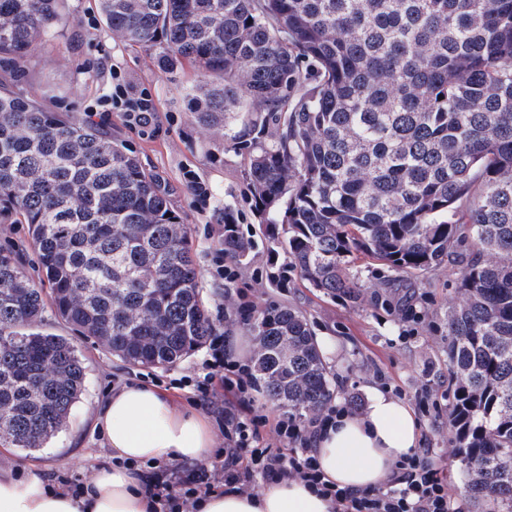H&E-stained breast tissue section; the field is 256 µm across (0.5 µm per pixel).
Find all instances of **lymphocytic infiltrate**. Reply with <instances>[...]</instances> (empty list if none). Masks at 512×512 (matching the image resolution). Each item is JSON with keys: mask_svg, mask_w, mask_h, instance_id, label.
<instances>
[{"mask_svg": "<svg viewBox=\"0 0 512 512\" xmlns=\"http://www.w3.org/2000/svg\"><path fill=\"white\" fill-rule=\"evenodd\" d=\"M210 356L202 363L195 390L202 397L224 396V464L188 469L173 462L151 468L150 495L157 512H195L209 492L224 489L252 495L262 484L298 480L332 504L333 512H462L448 486L447 459L435 449L419 448L396 465L383 487L373 490L342 487L320 469L312 444L325 428L335 425L337 406L325 405L315 416L281 419L275 428L280 448L266 442L265 415L243 416L259 389L249 361L235 357L213 336Z\"/></svg>", "mask_w": 512, "mask_h": 512, "instance_id": "lymphocytic-infiltrate-1", "label": "lymphocytic infiltrate"}]
</instances>
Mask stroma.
<instances>
[{"label":"stroma","mask_w":512,"mask_h":512,"mask_svg":"<svg viewBox=\"0 0 512 512\" xmlns=\"http://www.w3.org/2000/svg\"><path fill=\"white\" fill-rule=\"evenodd\" d=\"M96 0H67L66 12L55 38L31 52L13 77L15 91L38 101L44 108L77 117L94 113V122L112 139L123 142L146 170L159 174L172 189V208L190 232L199 285L212 322L225 331L226 345L243 343L244 357H253L256 346L245 321L231 300L244 290L257 305H286L307 316L333 373L335 404L354 400L364 407L369 388L386 390L395 399L415 405L418 396L433 404L417 412L421 438L426 446L453 451L448 426V308L457 303V269L431 272L414 289L413 305L419 315L411 321L388 306L372 302L373 294L387 295L392 272L381 265L352 264L350 273L361 287L364 300L352 304L333 300L304 288L297 272H289L287 287L271 280V272L288 262V256L269 239L249 212L245 162L224 145V130L200 124L191 110L189 92L198 82L191 68L169 74L154 57L127 47L112 34L95 8ZM146 93L154 106V121L146 133L130 128L123 113L104 106L117 85ZM195 177L209 191L206 200L193 197L188 177ZM232 206L244 214L241 233L252 243L243 257L225 256L226 265L240 270L236 283L213 276L212 256L221 247V225L216 217ZM0 246L16 251L21 269L30 277L40 274L38 258L26 225L8 213L0 214ZM86 368L84 388L66 425L43 448L25 458L0 444V472L23 468L38 477L63 482L90 479L94 466L106 453L105 441L95 429L99 406L119 384L134 381L167 391L180 405L200 406L216 419V432L224 422L209 402H197L192 387L176 388L175 379L193 374L204 352L168 368L133 366L109 354L96 343L78 340Z\"/></svg>","instance_id":"obj_1"}]
</instances>
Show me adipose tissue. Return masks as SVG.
<instances>
[{
  "mask_svg": "<svg viewBox=\"0 0 512 512\" xmlns=\"http://www.w3.org/2000/svg\"><path fill=\"white\" fill-rule=\"evenodd\" d=\"M108 453L95 467L92 492L72 493L60 483L0 474V512H154L146 467L172 460L208 463L214 457L210 418L176 404L154 386H118L96 416ZM420 425L413 411L372 390L363 414H339L314 448L321 470L343 487L382 486L404 455L417 448ZM198 512H331V504L302 482L283 480L253 496L214 491Z\"/></svg>",
  "mask_w": 512,
  "mask_h": 512,
  "instance_id": "1",
  "label": "adipose tissue"
}]
</instances>
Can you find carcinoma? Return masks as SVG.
Segmentation results:
<instances>
[{
    "mask_svg": "<svg viewBox=\"0 0 512 512\" xmlns=\"http://www.w3.org/2000/svg\"><path fill=\"white\" fill-rule=\"evenodd\" d=\"M63 0H0V66L53 36ZM125 44L201 77L191 111L248 161L250 211L325 297L361 300L357 257L415 285L459 269L448 311L449 424L468 489L512 512V0H98ZM171 189L90 123L0 82V205L19 216L73 331L133 365L207 342L188 227ZM224 208V250L243 256ZM43 281L0 248V442L43 447L85 382L40 328ZM261 393L313 416L333 397L308 321L255 310Z\"/></svg>",
    "mask_w": 512,
    "mask_h": 512,
    "instance_id": "cac0c4a2",
    "label": "carcinoma"
}]
</instances>
